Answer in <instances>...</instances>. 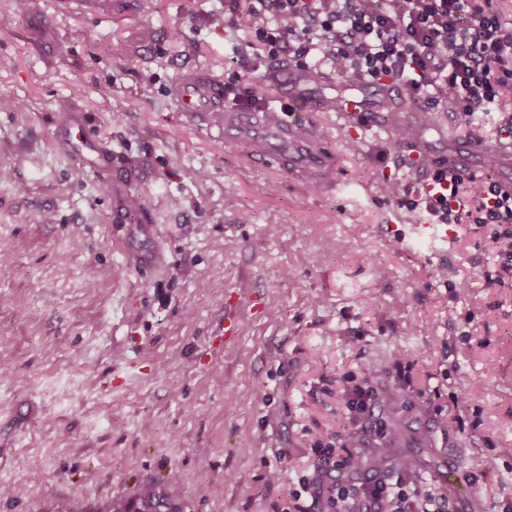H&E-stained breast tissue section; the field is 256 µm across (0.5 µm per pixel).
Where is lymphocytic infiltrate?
<instances>
[{"label": "lymphocytic infiltrate", "mask_w": 512, "mask_h": 512, "mask_svg": "<svg viewBox=\"0 0 512 512\" xmlns=\"http://www.w3.org/2000/svg\"><path fill=\"white\" fill-rule=\"evenodd\" d=\"M491 0H224L216 17L225 31L253 33L269 58L287 55L311 81L322 65H340L358 85L384 78L432 107L453 108L474 120L502 121V95L512 85V27ZM435 180L451 177L449 195L434 203L421 182L389 184L401 218L427 216L435 224L495 226L494 241L504 270H512V190L474 176L447 175L431 167ZM381 395L361 383L346 391L344 411L361 420L346 431L336 451L320 454L312 475L291 493L292 512H448V499L420 479L411 463L367 465L364 450L391 438L372 418ZM372 468L365 483L348 474Z\"/></svg>", "instance_id": "obj_1"}]
</instances>
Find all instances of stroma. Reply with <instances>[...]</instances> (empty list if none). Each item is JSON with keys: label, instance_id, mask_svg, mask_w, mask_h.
I'll return each instance as SVG.
<instances>
[{"label": "stroma", "instance_id": "35a3bbf8", "mask_svg": "<svg viewBox=\"0 0 512 512\" xmlns=\"http://www.w3.org/2000/svg\"><path fill=\"white\" fill-rule=\"evenodd\" d=\"M223 11L29 0L0 28V512L165 483L183 512H285L345 430L344 388L366 378L400 397L395 442L367 456L413 459L450 512H502L512 276L495 279L489 229L457 224L445 249L406 248L383 185L412 176L391 141L340 128L331 104L362 90L336 69L292 92L330 156L322 182L180 112L182 74L229 83L253 41L214 24ZM365 91L422 138L512 151L392 84ZM74 117L93 149L62 150ZM133 196L148 210L130 212ZM230 310L242 319L228 341ZM121 369L136 377L116 391Z\"/></svg>", "mask_w": 512, "mask_h": 512}]
</instances>
